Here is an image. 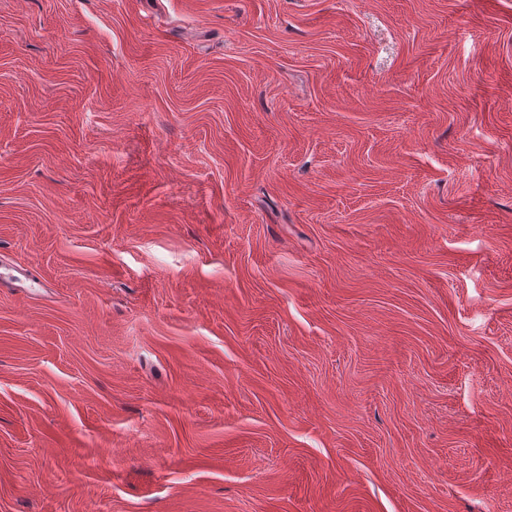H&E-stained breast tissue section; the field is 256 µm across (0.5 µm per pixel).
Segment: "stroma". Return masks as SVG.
Instances as JSON below:
<instances>
[{"mask_svg":"<svg viewBox=\"0 0 512 512\" xmlns=\"http://www.w3.org/2000/svg\"><path fill=\"white\" fill-rule=\"evenodd\" d=\"M0 512H512V0H0Z\"/></svg>","mask_w":512,"mask_h":512,"instance_id":"stroma-1","label":"stroma"}]
</instances>
